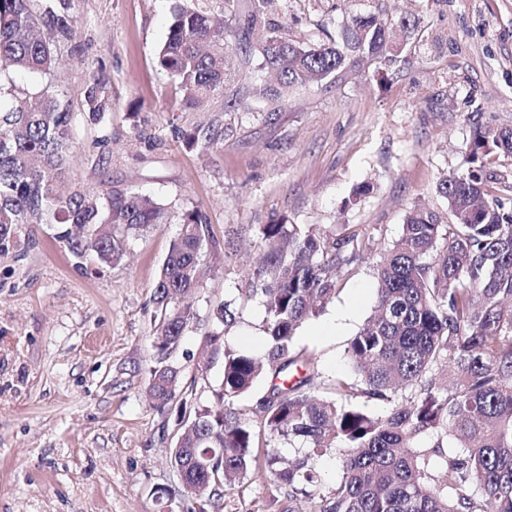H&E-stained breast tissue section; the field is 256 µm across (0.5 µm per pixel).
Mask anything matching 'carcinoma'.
Returning <instances> with one entry per match:
<instances>
[{"label": "carcinoma", "instance_id": "carcinoma-1", "mask_svg": "<svg viewBox=\"0 0 512 512\" xmlns=\"http://www.w3.org/2000/svg\"><path fill=\"white\" fill-rule=\"evenodd\" d=\"M72 2L0 0V62L50 77L57 49L76 45ZM272 4L250 0L242 13L241 64L259 54L281 91L334 79L386 49L388 28L374 15L352 18L333 42L300 47L269 18ZM156 58L197 107L223 92L232 63L224 26L179 6ZM85 99L94 113L112 107L96 80ZM72 139V113L51 82L0 103V255L20 229L57 224V240L76 257L110 266L125 258L129 236L166 223V208L149 195L60 193ZM498 152L512 156V129L475 126L464 173L437 185L448 199V223L421 209L407 213L401 236L377 265L373 314L349 343L360 385L336 378L333 399L312 392L313 375L296 376L312 359L294 351L293 339L336 294L338 273L366 243L356 233L330 243L296 226L259 228L266 252L245 296L262 298L267 344L259 355L230 350L224 333L235 316L226 306L214 312L203 354L220 365L222 378L209 401L179 423L180 448L169 449L191 483L209 495L255 471L304 492L317 482L312 460L334 450L341 476L319 512H512V211L493 194L505 175L486 166ZM218 248L205 213L185 212L154 295L160 319L148 392L159 411L193 395L194 385L181 387V369L169 358L195 318L203 257ZM263 377L269 385L257 431L235 401ZM406 389L411 397L384 417L337 403L355 393L391 402ZM261 434L264 452L256 455ZM423 434L450 435L461 452L434 472L418 443ZM283 443L297 454L286 456ZM470 484L479 497L466 492Z\"/></svg>", "mask_w": 512, "mask_h": 512}]
</instances>
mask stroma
Instances as JSON below:
<instances>
[{
  "label": "stroma",
  "instance_id": "stroma-1",
  "mask_svg": "<svg viewBox=\"0 0 512 512\" xmlns=\"http://www.w3.org/2000/svg\"><path fill=\"white\" fill-rule=\"evenodd\" d=\"M175 0H74L79 52L61 48L54 83L73 114V185L141 191L166 224L127 241L113 266L80 260L58 226L22 229L0 256V512H191L166 457L179 407L146 394L160 266L183 214L200 208L215 238L241 230L237 251L205 256L196 316L171 356L197 397L220 366L198 367L214 311L239 317L226 346L265 345L261 299L243 301L263 248L258 229L296 224L332 239L364 237L335 298L297 330L316 393L355 379L350 340L376 302L374 268L423 207L447 223L436 186L462 171L474 122L512 129V0H277L274 16L302 46L327 42L358 14L408 20L403 50L366 59L335 81L271 98L255 95L257 65L237 67L223 94L199 108L156 63ZM98 80L111 108L91 115ZM246 97L235 108L227 101ZM214 136L206 145V136ZM302 493L248 475L213 512H313Z\"/></svg>",
  "mask_w": 512,
  "mask_h": 512
}]
</instances>
